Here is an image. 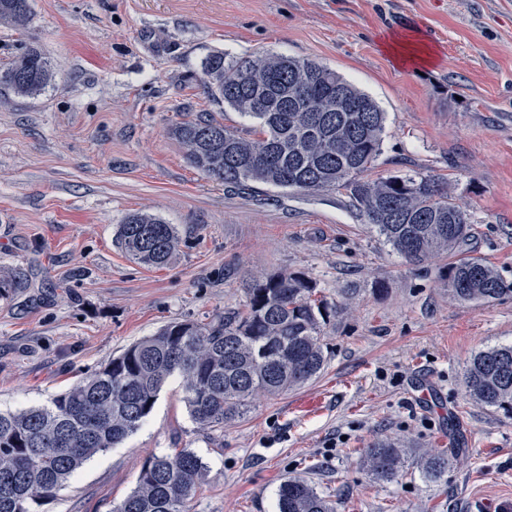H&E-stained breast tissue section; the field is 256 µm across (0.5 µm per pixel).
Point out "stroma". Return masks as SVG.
I'll use <instances>...</instances> for the list:
<instances>
[{"label":"stroma","instance_id":"stroma-1","mask_svg":"<svg viewBox=\"0 0 512 512\" xmlns=\"http://www.w3.org/2000/svg\"><path fill=\"white\" fill-rule=\"evenodd\" d=\"M32 11L26 27L0 24V66L34 45L55 71L32 97L0 88V269L31 282L0 298L1 412L47 403L167 324L243 309L267 273H301L348 307L300 389L203 430L170 381L140 429L40 512H112L145 459L176 448L208 470L189 512H276L297 476L337 512H512V417L464 386L474 352L512 343V293L453 301L445 257L409 265L349 191L233 193L173 134L202 114L250 129L204 87L211 54L323 63L386 116L367 178L434 176L470 218L472 255L512 286V0H32ZM411 30L430 64L385 51ZM135 212L176 226L170 266L117 245ZM389 436L444 452V480L425 481L412 459L376 479L362 450Z\"/></svg>","mask_w":512,"mask_h":512}]
</instances>
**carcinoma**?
Returning <instances> with one entry per match:
<instances>
[{
  "label": "carcinoma",
  "mask_w": 512,
  "mask_h": 512,
  "mask_svg": "<svg viewBox=\"0 0 512 512\" xmlns=\"http://www.w3.org/2000/svg\"><path fill=\"white\" fill-rule=\"evenodd\" d=\"M32 0H0V23L25 26ZM204 83L224 106L253 121L246 137L200 115L175 128L187 159L229 188L264 184L302 191L350 189L385 243L414 265L435 255L448 296L488 302L512 293L495 270L463 254L471 237L467 214L449 200L436 178L419 172L362 178L380 154L385 116L377 103L336 71L310 59L279 54L254 58L210 55ZM54 77L51 62L28 46L0 68V87L33 96ZM125 252L145 266L163 268L173 258L176 228L158 217L133 213L118 227ZM29 280L0 273V297ZM328 303L298 273L254 278L242 312L206 324L176 322L128 347L102 369L20 413L0 412V512L37 507L95 455L135 433L171 378L180 379L192 421L222 427L243 417L259 398H276L323 369V329ZM469 396L512 417V344L474 354L464 372ZM410 449L396 439L364 449L373 476L394 479ZM418 465L430 481L448 472V456L422 452ZM207 468L189 448L145 460L133 491L113 512H188ZM278 512H336V503L302 477L283 480Z\"/></svg>",
  "instance_id": "cac0c4a2"
}]
</instances>
